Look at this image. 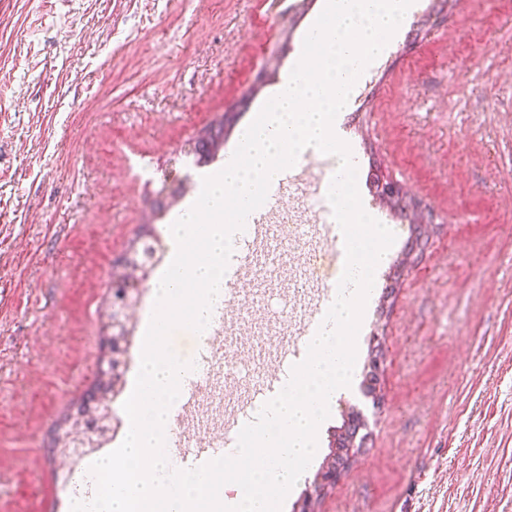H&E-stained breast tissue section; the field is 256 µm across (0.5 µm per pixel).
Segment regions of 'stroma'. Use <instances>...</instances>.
<instances>
[{
  "label": "stroma",
  "instance_id": "stroma-1",
  "mask_svg": "<svg viewBox=\"0 0 512 512\" xmlns=\"http://www.w3.org/2000/svg\"><path fill=\"white\" fill-rule=\"evenodd\" d=\"M321 0H0V512H69L76 477L118 447L156 269L125 302L112 274L163 185L193 199L188 145L244 102L224 141L294 66ZM341 119L357 185L395 241L376 271L355 370L282 505L297 512L351 411L371 433L318 512H512V0H417ZM415 206L386 204L374 171ZM248 274L222 370L189 432L220 435L277 374L298 316L305 236Z\"/></svg>",
  "mask_w": 512,
  "mask_h": 512
}]
</instances>
